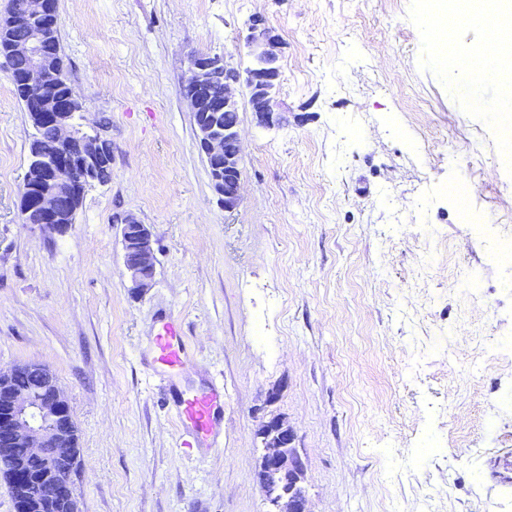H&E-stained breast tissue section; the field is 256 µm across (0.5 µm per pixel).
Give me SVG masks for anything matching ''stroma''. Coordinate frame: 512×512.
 I'll return each instance as SVG.
<instances>
[{"mask_svg":"<svg viewBox=\"0 0 512 512\" xmlns=\"http://www.w3.org/2000/svg\"><path fill=\"white\" fill-rule=\"evenodd\" d=\"M410 0H58L67 77L112 142L57 235L23 223L27 114L0 71V369L46 365L79 432L80 512H264L262 416H283L311 512H512V225L496 139L420 66ZM281 41L277 106L239 96L242 200L225 212L183 94L191 53L251 65ZM472 178L483 231L446 189ZM152 232L135 292L121 220ZM476 273L477 289L464 283ZM181 321L192 356L156 359ZM224 388V432L187 447L161 399ZM155 349L158 361L169 368L183 369L190 362L183 333L173 322L162 325L155 337Z\"/></svg>","mask_w":512,"mask_h":512,"instance_id":"1","label":"stroma"}]
</instances>
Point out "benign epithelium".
I'll list each match as a JSON object with an SVG mask.
<instances>
[{
    "label": "benign epithelium",
    "mask_w": 512,
    "mask_h": 512,
    "mask_svg": "<svg viewBox=\"0 0 512 512\" xmlns=\"http://www.w3.org/2000/svg\"><path fill=\"white\" fill-rule=\"evenodd\" d=\"M47 14L48 0H27L25 14L12 20V25L25 28L13 51L27 60L32 105L39 102L44 84L55 75L39 24ZM246 48L252 65L243 73L232 70L233 77L224 85L222 98L213 95L210 77L223 64V58L203 53L190 55L184 96L194 113L202 104L210 112H221L238 104L232 87L244 86L252 92L249 103L259 125L275 127L280 123L279 113L275 111L280 41L255 20L249 26ZM39 116L56 128L60 151L54 158L29 162L22 192L26 197L25 213H34L39 225L63 234L69 225L57 223L60 202L84 194L85 183L91 180L94 168L112 160V142L96 131L91 134L84 131L67 103H48ZM195 126L196 146L206 162L212 186L224 211L232 212L241 200L239 128H226L219 135L204 122L197 120ZM121 224L124 268L131 287L143 290L152 285L156 274L152 233L148 225L132 216L122 219ZM73 422L69 399L49 371L39 387L13 391L0 407V442L26 449L27 455L43 460L46 467L40 473H33L17 466L13 459L0 456V465L11 469L13 474L18 512H29L30 506L36 503L75 498L76 458H63L54 453V449L69 442ZM257 435L263 447L257 482L269 512H310L305 465L296 447L294 431L283 419L272 416L262 420ZM58 464L69 469V483L61 484L52 476Z\"/></svg>",
    "instance_id": "obj_1"
}]
</instances>
